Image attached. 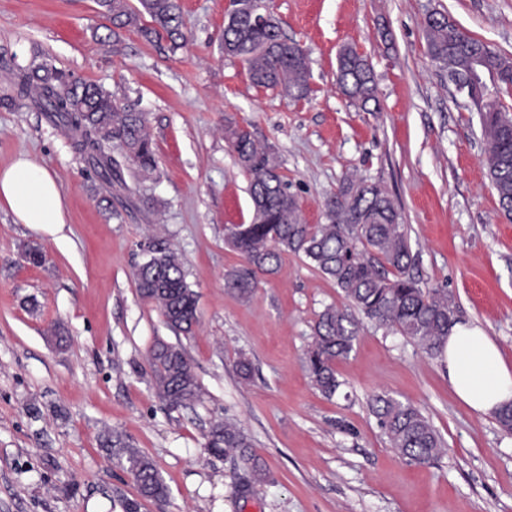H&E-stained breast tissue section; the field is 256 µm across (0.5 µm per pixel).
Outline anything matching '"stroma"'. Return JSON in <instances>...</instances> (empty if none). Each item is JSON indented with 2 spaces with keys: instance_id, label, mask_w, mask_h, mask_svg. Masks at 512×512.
<instances>
[{
  "instance_id": "stroma-1",
  "label": "stroma",
  "mask_w": 512,
  "mask_h": 512,
  "mask_svg": "<svg viewBox=\"0 0 512 512\" xmlns=\"http://www.w3.org/2000/svg\"><path fill=\"white\" fill-rule=\"evenodd\" d=\"M185 41L108 30L97 0H0V90L13 69L43 64L110 90L145 113L157 169L124 185L94 176L68 136L30 102L0 106V169L27 155L54 176L64 222L17 223L0 205V512H122L136 497L120 433L169 488L141 512H512V433L448 383L441 357L363 322L341 383L326 399L303 358L319 313L343 306L304 258L283 256L249 298L225 285L241 262L224 229L251 216L249 178L224 138L227 121L269 144L306 223L344 176L381 183L396 202L423 286L448 292L459 323L481 327L512 362V222L484 163L479 116L427 52L424 20L448 15L512 58V0H272L308 53L307 98L254 87L224 55L230 0H179ZM371 60L380 109L362 112L336 87V54ZM158 236L198 296L193 336L143 302L135 272ZM46 260L26 261L27 245ZM182 345L201 384L190 408L154 389L157 341ZM251 364L242 377L239 359ZM413 404L447 452L415 464L392 449L368 401ZM231 420L267 477L244 486L240 460L206 446Z\"/></svg>"
}]
</instances>
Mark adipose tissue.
Returning a JSON list of instances; mask_svg holds the SVG:
<instances>
[{
  "label": "adipose tissue",
  "instance_id": "obj_1",
  "mask_svg": "<svg viewBox=\"0 0 512 512\" xmlns=\"http://www.w3.org/2000/svg\"><path fill=\"white\" fill-rule=\"evenodd\" d=\"M0 203L22 224L64 221L63 200L54 178L26 156L0 169ZM443 361L455 394L475 412L490 415L512 402V365L482 328L454 325L443 347Z\"/></svg>",
  "mask_w": 512,
  "mask_h": 512
}]
</instances>
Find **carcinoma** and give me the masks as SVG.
<instances>
[{
    "label": "carcinoma",
    "instance_id": "cac0c4a2",
    "mask_svg": "<svg viewBox=\"0 0 512 512\" xmlns=\"http://www.w3.org/2000/svg\"><path fill=\"white\" fill-rule=\"evenodd\" d=\"M259 0H232L224 19V56L245 63L253 85L278 91L292 100L310 91V62L300 44L283 35L274 15L260 27L253 25ZM102 13L117 29L134 30L148 41L166 39L171 51L181 47L182 12L178 0H98ZM429 55L448 73V80L466 93L479 114L486 143L485 162L499 207L512 220V117L500 94L512 90V59L470 35L442 12L425 19ZM481 63L493 82L471 83L470 74ZM336 84L359 109L379 110L377 86L368 57L351 46L337 54ZM28 100L56 127L72 136L73 147L104 183L123 182L112 158V148L143 173L157 167L147 119L133 105H119L112 92L95 83L77 81L45 65L23 68L14 74L12 92L0 104ZM225 138L249 176L252 202L250 222L228 229L225 243L242 258L227 275V286L242 296L257 288L260 278L275 274L283 255L305 258L334 282L346 304L329 305L313 327L305 364L313 386L332 398L341 386L336 362L353 351L360 331L356 314L378 328L412 340L423 353L436 356L456 323L448 294L424 288L410 272L411 246L393 200L378 182L346 177L325 202L322 224H307L296 197L273 161V151L259 144L245 126L224 127ZM147 261L136 271L141 299L155 305L166 324L191 335L198 324L197 295L177 253L163 239L146 243ZM151 367L159 397L174 409L187 408L200 399L201 387L184 351L159 342L151 354ZM369 411L390 447L416 464L437 459L444 452L441 437L418 408L388 393L374 395ZM104 444L126 455L137 496L119 497L122 512H140L142 501H162L168 490L152 460L130 447L119 435ZM206 447L216 455L242 460L253 482L265 479L264 465L249 451L251 441L236 424L220 422L207 435Z\"/></svg>",
    "mask_w": 512,
    "mask_h": 512
}]
</instances>
